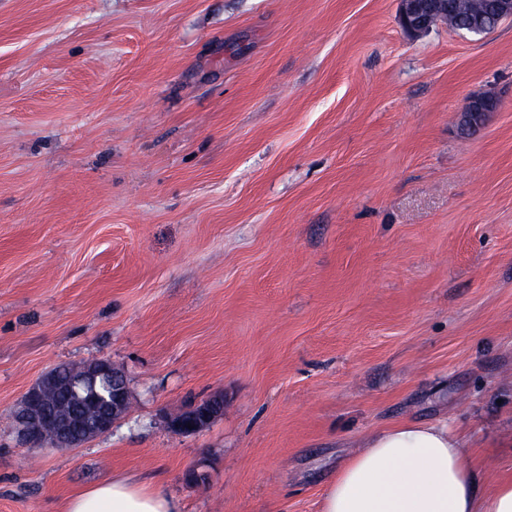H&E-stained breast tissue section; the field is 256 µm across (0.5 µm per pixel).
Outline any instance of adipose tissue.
Returning <instances> with one entry per match:
<instances>
[{"mask_svg": "<svg viewBox=\"0 0 512 512\" xmlns=\"http://www.w3.org/2000/svg\"><path fill=\"white\" fill-rule=\"evenodd\" d=\"M469 440L447 422L403 421L374 433L329 484L322 512H512V478L488 487ZM62 512H181L162 491L121 475L68 496Z\"/></svg>", "mask_w": 512, "mask_h": 512, "instance_id": "obj_1", "label": "adipose tissue"}]
</instances>
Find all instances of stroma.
<instances>
[{
	"label": "stroma",
	"mask_w": 512,
	"mask_h": 512,
	"mask_svg": "<svg viewBox=\"0 0 512 512\" xmlns=\"http://www.w3.org/2000/svg\"><path fill=\"white\" fill-rule=\"evenodd\" d=\"M480 92L500 107L469 135ZM103 358L130 395L111 433L20 444L27 389ZM406 420L512 475V21L414 38L397 0H0V512L123 474L183 512H321Z\"/></svg>",
	"instance_id": "stroma-1"
}]
</instances>
